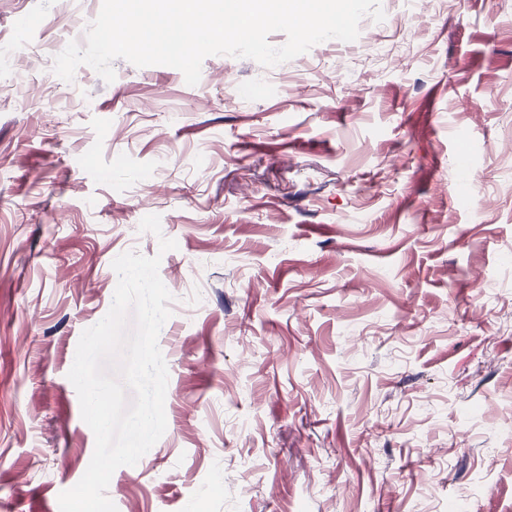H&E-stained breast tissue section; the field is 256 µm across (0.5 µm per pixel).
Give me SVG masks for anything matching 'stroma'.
Segmentation results:
<instances>
[{
  "mask_svg": "<svg viewBox=\"0 0 512 512\" xmlns=\"http://www.w3.org/2000/svg\"><path fill=\"white\" fill-rule=\"evenodd\" d=\"M101 3L0 0V512L90 463L67 374L127 251L199 300L118 512H512V0H381L356 41L194 86L58 79Z\"/></svg>",
  "mask_w": 512,
  "mask_h": 512,
  "instance_id": "obj_1",
  "label": "stroma"
}]
</instances>
